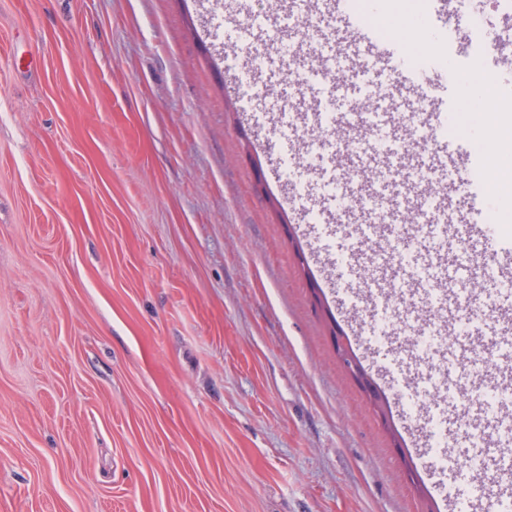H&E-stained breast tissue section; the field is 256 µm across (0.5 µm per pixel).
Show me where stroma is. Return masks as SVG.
<instances>
[{
	"label": "stroma",
	"mask_w": 512,
	"mask_h": 512,
	"mask_svg": "<svg viewBox=\"0 0 512 512\" xmlns=\"http://www.w3.org/2000/svg\"><path fill=\"white\" fill-rule=\"evenodd\" d=\"M270 3L0 0V512H481L471 420L433 411L412 351L437 314L377 296L431 249L391 212L425 215L403 172L438 152L368 97L356 19ZM452 8L512 57L497 0ZM322 45L331 106L298 78ZM251 49L273 64L245 102ZM452 109L453 180L502 116L463 83ZM338 357L344 368L348 372L350 371V373L365 386L370 399L377 403L386 402V396L383 391H381L376 385L369 383V378L365 374L363 367L355 359L356 356H352V354L346 349H341V355Z\"/></svg>",
	"instance_id": "35a3bbf8"
}]
</instances>
